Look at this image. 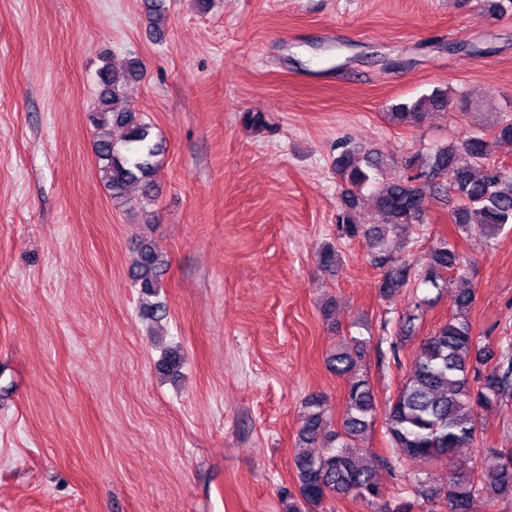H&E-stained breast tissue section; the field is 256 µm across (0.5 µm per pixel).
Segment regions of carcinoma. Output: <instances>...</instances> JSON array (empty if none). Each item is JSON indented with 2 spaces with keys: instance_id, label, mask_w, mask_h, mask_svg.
Segmentation results:
<instances>
[{
  "instance_id": "obj_1",
  "label": "carcinoma",
  "mask_w": 512,
  "mask_h": 512,
  "mask_svg": "<svg viewBox=\"0 0 512 512\" xmlns=\"http://www.w3.org/2000/svg\"><path fill=\"white\" fill-rule=\"evenodd\" d=\"M141 72L137 59L121 68L109 63L99 70L102 92L89 116L91 124L103 131L95 144L101 181L112 200L128 202L130 187L140 188L141 198L152 200L157 192V157L162 144L155 139L152 125L131 109L121 105L125 85ZM468 94H453L435 89L413 101L389 105L392 123L412 128L429 111L446 113L467 108ZM112 126L122 130L115 139L105 131ZM512 142V114L502 115L485 127L461 137L435 144L406 155L402 171L387 177L386 163L372 150L342 147L333 160L336 179L342 188L341 208L336 214V231L341 239L365 238L380 241L386 232L406 236L417 224L425 223L424 201L437 197L449 207L452 224L468 237L493 239L512 232V166L492 160L493 148ZM371 188L376 210L384 217V226L368 224L360 214L361 191ZM131 267L134 285L154 312L162 310L150 298L159 293V277L166 259L149 238L140 239ZM319 265L336 269L339 255L326 244L316 253ZM373 262L382 269L379 292L390 297L403 288L411 289L413 311L399 320L390 337V354L399 363L402 342L413 336L415 321L432 298L417 296L420 287L441 290L459 285L456 313L432 334L423 337L419 352L405 382L385 402V433L397 460L422 464L451 463L460 448L474 444L483 413L512 400V336L498 340L497 348L480 345L473 334L468 314L475 293L468 286L466 258L452 238H440L423 257L405 258L380 250ZM371 338L345 336L327 356L331 372L347 379V415L342 432L329 429L322 404L309 403L297 433L301 451L294 455L295 489H281L285 512H327V502L337 495H351L366 504L385 497V489L376 480L375 470L356 439L375 421L377 404L366 374L358 362ZM182 365L177 349L167 350L158 370L172 373ZM320 442L323 448H309ZM494 463L480 473L448 467L444 484L433 487L420 477L410 486L409 498L384 512H415L424 503L441 500L448 512H471V503L484 499L489 510L499 499L512 496V448L492 451Z\"/></svg>"
}]
</instances>
